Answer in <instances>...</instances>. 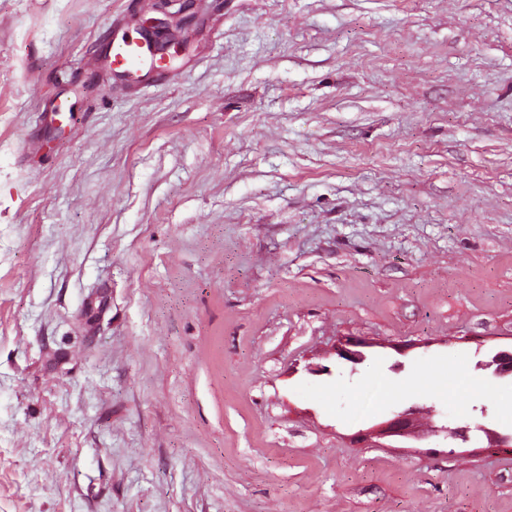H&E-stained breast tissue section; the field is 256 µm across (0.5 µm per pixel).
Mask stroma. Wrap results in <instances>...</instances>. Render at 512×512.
Returning a JSON list of instances; mask_svg holds the SVG:
<instances>
[{
  "mask_svg": "<svg viewBox=\"0 0 512 512\" xmlns=\"http://www.w3.org/2000/svg\"><path fill=\"white\" fill-rule=\"evenodd\" d=\"M142 4L0 0V512H512L355 440L512 432V0H203L131 80ZM110 60L115 70L127 75L138 74L147 66L154 70L164 69L152 54L150 39L140 34L139 37L122 36L114 39ZM368 347L370 345L364 339L346 336L338 341L335 347V354L340 362L350 365L352 370H354L357 365L366 361L367 352L365 349ZM479 368L492 378L512 376V346L489 353L479 362ZM417 410L418 407L415 405L402 408L394 412L393 416L378 426L376 430L369 432H359L357 438L365 441L374 434L373 432L383 437H425L418 434L420 431L417 430V426L415 425L414 416L416 415ZM474 431L482 432L490 443H495L496 445H512V432L510 435L501 434L481 424L472 426L469 423H465L453 427L448 425L433 426L428 433L434 436L444 435L446 438L450 436L455 440L467 442L470 440L471 433Z\"/></svg>",
  "mask_w": 512,
  "mask_h": 512,
  "instance_id": "stroma-1",
  "label": "stroma"
}]
</instances>
